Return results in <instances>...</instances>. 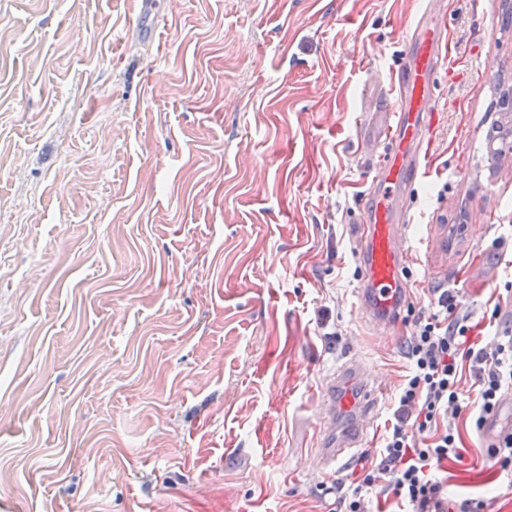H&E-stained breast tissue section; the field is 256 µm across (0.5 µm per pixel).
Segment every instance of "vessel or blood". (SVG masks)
Returning a JSON list of instances; mask_svg holds the SVG:
<instances>
[{
  "label": "vessel or blood",
  "instance_id": "vessel-or-blood-1",
  "mask_svg": "<svg viewBox=\"0 0 512 512\" xmlns=\"http://www.w3.org/2000/svg\"><path fill=\"white\" fill-rule=\"evenodd\" d=\"M448 59L446 23L423 14L409 39L402 74L393 91L396 102L380 101L366 146L375 159V184L367 193V216L354 228L363 274L357 306L378 334L395 332L410 299L405 260L412 223L407 192L424 174L421 124H432L436 84ZM383 385L367 375L363 364L347 362L342 374L329 378L316 405L319 426L313 458L320 470L335 472L339 458L359 447L373 425ZM354 414L355 430L336 435L337 409Z\"/></svg>",
  "mask_w": 512,
  "mask_h": 512
}]
</instances>
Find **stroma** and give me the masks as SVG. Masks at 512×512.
<instances>
[{"instance_id": "1", "label": "stroma", "mask_w": 512, "mask_h": 512, "mask_svg": "<svg viewBox=\"0 0 512 512\" xmlns=\"http://www.w3.org/2000/svg\"><path fill=\"white\" fill-rule=\"evenodd\" d=\"M0 0V512H331L315 395L349 357L388 390L434 289L479 341L512 326L504 0ZM454 63L424 134L413 296L357 309L363 144L425 10ZM448 504L512 512V473L459 424Z\"/></svg>"}]
</instances>
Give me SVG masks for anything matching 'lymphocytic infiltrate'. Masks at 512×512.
<instances>
[{
    "mask_svg": "<svg viewBox=\"0 0 512 512\" xmlns=\"http://www.w3.org/2000/svg\"><path fill=\"white\" fill-rule=\"evenodd\" d=\"M457 294L436 291L434 308L420 318L407 345L410 372L401 383L392 419L374 464L362 468L353 490L337 481L343 512H367L363 490L380 487L401 512H448V460L462 459L453 425L469 416L483 429L512 389V328L500 332L492 350L472 339L469 315L459 313ZM471 370L479 385L471 406H463L459 382Z\"/></svg>",
    "mask_w": 512,
    "mask_h": 512,
    "instance_id": "f902f5d3",
    "label": "lymphocytic infiltrate"
}]
</instances>
